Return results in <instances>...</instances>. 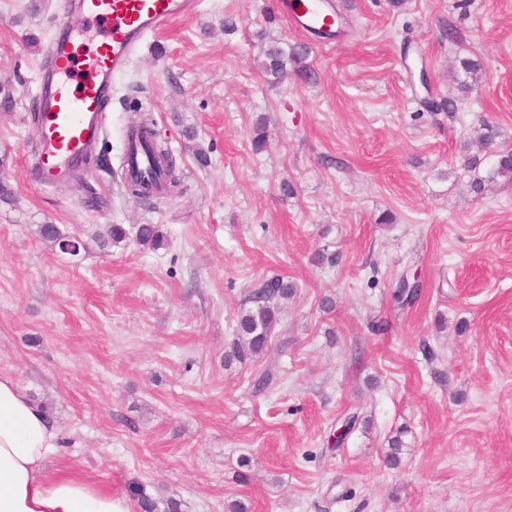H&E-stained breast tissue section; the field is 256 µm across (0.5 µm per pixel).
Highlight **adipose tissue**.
<instances>
[{"label":"adipose tissue","mask_w":512,"mask_h":512,"mask_svg":"<svg viewBox=\"0 0 512 512\" xmlns=\"http://www.w3.org/2000/svg\"><path fill=\"white\" fill-rule=\"evenodd\" d=\"M58 446L55 421L15 377L0 374V512H129L76 471H49Z\"/></svg>","instance_id":"1"}]
</instances>
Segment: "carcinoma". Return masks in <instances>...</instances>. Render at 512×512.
Masks as SVG:
<instances>
[{"mask_svg":"<svg viewBox=\"0 0 512 512\" xmlns=\"http://www.w3.org/2000/svg\"><path fill=\"white\" fill-rule=\"evenodd\" d=\"M265 56L264 71L273 78L275 83L288 74L290 67L298 76L310 77V73L304 66L306 49L300 45L290 46L286 50L279 46H271L265 51ZM422 104L429 112L451 114L456 110L455 100L448 97L439 99L428 97L422 101ZM140 125L151 140L152 146L149 147V150L166 162V167L160 169V177L157 179V182L162 184L158 191L165 190L167 186L177 187L179 177L176 168L172 167L168 149L155 140V134L149 126L148 118H141ZM494 158L495 161L490 170L483 174L479 172L477 160L467 161V170L472 172L470 187L473 190L481 191L486 186L500 180L512 183V149L501 148L494 152ZM136 239L140 245L152 249H159L165 245V235L157 224L139 225ZM295 290V282L284 276H274L262 283L261 287L253 294L254 307L246 310L239 318L236 336L232 343L233 357L243 360L267 350L272 331L278 321V302L294 294ZM421 293V283L402 276L398 279L392 296L400 307L410 308L418 301ZM133 495L136 497L140 512H181V504L173 499L166 501L164 508H159L158 501L147 493L143 486L135 487Z\"/></svg>","mask_w":512,"mask_h":512,"instance_id":"cac0c4a2","label":"carcinoma"}]
</instances>
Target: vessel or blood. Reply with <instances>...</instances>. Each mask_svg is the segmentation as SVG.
Instances as JSON below:
<instances>
[{"mask_svg":"<svg viewBox=\"0 0 512 512\" xmlns=\"http://www.w3.org/2000/svg\"><path fill=\"white\" fill-rule=\"evenodd\" d=\"M198 5V0H60L57 28L70 29L77 15L98 31L101 41L85 60L71 39L58 38L49 45L53 68L35 119L33 169L41 182L58 185L70 178L72 162L90 155L100 140V103L111 97L113 79L127 71L146 39L193 17ZM277 9L300 32L336 28L333 0H277ZM124 166L144 176L153 168L138 131L130 127L124 134Z\"/></svg>","mask_w":512,"mask_h":512,"instance_id":"obj_1","label":"vessel or blood"}]
</instances>
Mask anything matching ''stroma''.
I'll use <instances>...</instances> for the list:
<instances>
[{"label": "stroma", "mask_w": 512, "mask_h": 512, "mask_svg": "<svg viewBox=\"0 0 512 512\" xmlns=\"http://www.w3.org/2000/svg\"><path fill=\"white\" fill-rule=\"evenodd\" d=\"M335 2L345 33L325 47L276 0H200L115 81L80 177L49 186L31 177L32 108L59 0H0V373L58 424L48 470L182 512H512V184L478 194L464 172L491 162L481 122L512 147V0ZM272 44L306 45L311 79L270 84ZM431 93L456 112L426 111ZM143 112L180 176L153 208L121 168ZM141 224L166 247L138 245ZM276 275L297 288L267 351L226 360ZM403 275L423 285L406 309ZM140 512H181V504L173 499L166 501L164 510H160L158 501L147 493L145 487L136 486L133 490Z\"/></svg>", "instance_id": "obj_1"}]
</instances>
